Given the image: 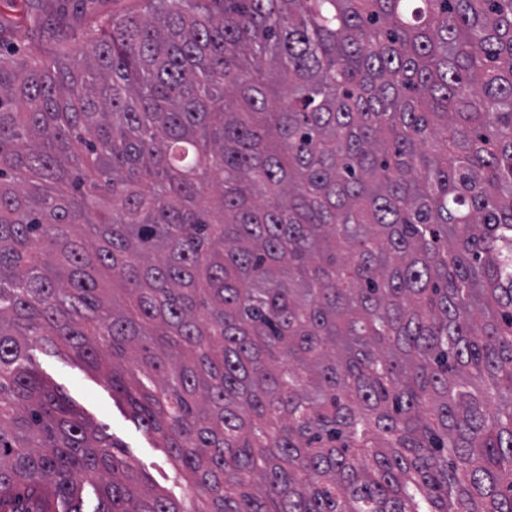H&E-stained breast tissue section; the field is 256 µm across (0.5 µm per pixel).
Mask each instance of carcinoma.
Returning a JSON list of instances; mask_svg holds the SVG:
<instances>
[{"label": "carcinoma", "instance_id": "cac0c4a2", "mask_svg": "<svg viewBox=\"0 0 512 512\" xmlns=\"http://www.w3.org/2000/svg\"><path fill=\"white\" fill-rule=\"evenodd\" d=\"M105 370L150 485L31 368ZM512 512V0H152L0 48V512Z\"/></svg>", "mask_w": 512, "mask_h": 512}]
</instances>
